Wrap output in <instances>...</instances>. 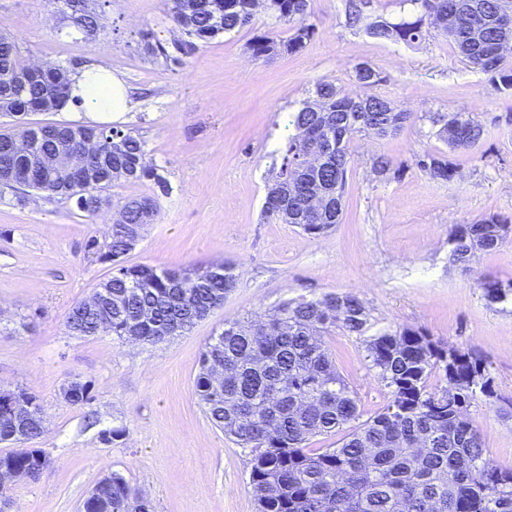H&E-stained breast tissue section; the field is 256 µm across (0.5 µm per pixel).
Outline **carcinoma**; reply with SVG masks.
<instances>
[{
    "label": "carcinoma",
    "mask_w": 512,
    "mask_h": 512,
    "mask_svg": "<svg viewBox=\"0 0 512 512\" xmlns=\"http://www.w3.org/2000/svg\"><path fill=\"white\" fill-rule=\"evenodd\" d=\"M312 0H171V18L182 38L166 45L154 32H142L144 52L175 64L198 43L254 24L263 14L289 26L283 40L270 31L247 44L254 58L282 52L298 53L315 35L307 23ZM428 0H399L414 12L393 22L367 12L369 0H345V24L374 38L412 45L433 37L448 41L473 68L489 76L496 90L512 97V54L499 42V14L512 10V0H443L435 19ZM30 67L18 42L0 36V112L24 116L54 91L58 66L50 75L25 86L7 88L12 73ZM362 87L381 84L384 77L367 63L354 68ZM412 113L378 96H353L326 81L314 86L312 97L288 115L294 134L272 162L274 175L266 182L261 215L267 224H296L308 235L328 233L340 223L349 170L350 142L363 134L386 138L396 134ZM435 128L449 153L425 152L416 165L434 179L448 181L457 173L454 153L468 151L487 135L486 127L464 112L451 116H420ZM55 131L36 145L54 155L62 143L84 134L100 145L95 158L98 175L91 183L78 175L52 177L30 167L15 140L32 137L22 122L0 132V186L11 180L46 197L69 200L84 193L92 204L81 213H102L97 202L112 205L110 190L121 182H153L167 193L165 177L145 162V143L130 131L54 122ZM332 140L337 148L305 162L300 147ZM123 223L110 225L107 237H92L86 250L112 265L111 276L93 292L98 302L77 303L66 319L77 336H117L154 344L181 332L222 304L234 287L232 266L196 270L197 278H177L179 272L145 264L128 265L124 257L158 214L157 196L126 198L118 203ZM507 225L497 215L461 226L455 233V256L466 261L479 251L492 252L505 242ZM339 328L363 336L369 314L351 293L325 294L316 299L287 300L267 317L224 324L199 358L195 393L211 423L237 445L249 450V484L256 512H512V470L488 456L483 437L467 415V407L485 395L492 378L482 360L469 351L448 349L424 333L409 328L384 331L367 341L371 366L390 389L388 404L361 422L356 392L336 368L324 334ZM436 377L445 386L430 389ZM454 384L457 399L448 398ZM34 406V417L22 428L0 410V444L16 448L0 454V470L12 482L36 480L48 466L41 448L20 444L38 438L44 408L38 396L20 390ZM349 427L336 448H309L316 436ZM86 512H154L151 501L133 492L126 478L113 472L98 482L84 500Z\"/></svg>",
    "instance_id": "obj_1"
}]
</instances>
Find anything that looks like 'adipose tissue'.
<instances>
[{
	"label": "adipose tissue",
	"instance_id": "adipose-tissue-1",
	"mask_svg": "<svg viewBox=\"0 0 512 512\" xmlns=\"http://www.w3.org/2000/svg\"><path fill=\"white\" fill-rule=\"evenodd\" d=\"M68 111L85 113L91 120H100L109 113L128 109L124 80L111 69L98 65L80 68L71 76Z\"/></svg>",
	"mask_w": 512,
	"mask_h": 512
}]
</instances>
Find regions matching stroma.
I'll return each instance as SVG.
<instances>
[{"instance_id": "1", "label": "stroma", "mask_w": 512, "mask_h": 512, "mask_svg": "<svg viewBox=\"0 0 512 512\" xmlns=\"http://www.w3.org/2000/svg\"><path fill=\"white\" fill-rule=\"evenodd\" d=\"M169 0H107V35L90 36L63 20L53 0H0V35L30 59L75 70L104 62L125 81L134 106L118 121L145 143L146 161L169 185L159 214L125 257L159 269L233 266L224 302L192 328L157 344L114 336L78 337L66 327L72 306L89 298L111 266L89 257L110 212L90 219L70 204L31 193H0V389L21 387L45 408L33 440L51 465L39 479L10 487L9 512H79L112 472L148 497L155 512H256L247 449L209 422L193 382L199 357L225 323L272 312L290 299L352 293L372 332L411 328L447 348L475 353L493 379L494 398L468 416L492 459L512 469V296L487 302L481 284L512 287V237L469 262L454 257V232L498 214L512 221V100L448 42L408 46L350 29L344 0H313L314 38L302 52L255 59L256 34L285 25L267 17L199 44L184 64L146 57L141 30L179 38ZM368 63L385 81L374 87L417 113L397 135L352 143L340 224L312 237L293 224H265L261 210L271 152L287 137V118L319 81L354 90L353 68ZM464 112L488 129L476 148L455 155L450 181L415 165L444 150L429 115ZM389 156L395 173L372 163ZM325 345L369 418L389 390L366 357V339L331 331ZM90 382L94 399L61 396L71 379ZM122 427V441L100 430Z\"/></svg>"}]
</instances>
